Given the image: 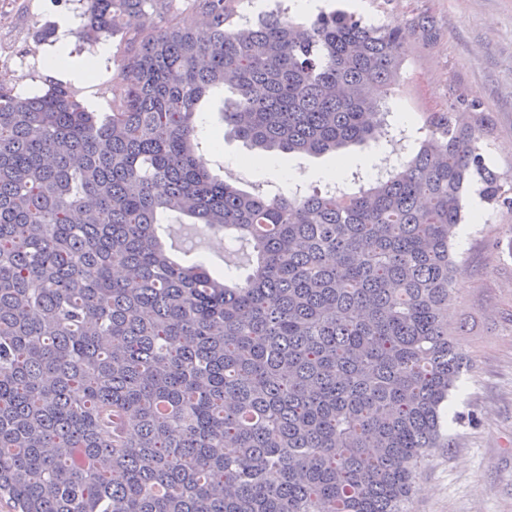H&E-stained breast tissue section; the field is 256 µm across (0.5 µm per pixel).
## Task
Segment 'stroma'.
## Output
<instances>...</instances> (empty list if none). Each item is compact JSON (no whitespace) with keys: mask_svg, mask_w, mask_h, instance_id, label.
Returning a JSON list of instances; mask_svg holds the SVG:
<instances>
[{"mask_svg":"<svg viewBox=\"0 0 512 512\" xmlns=\"http://www.w3.org/2000/svg\"><path fill=\"white\" fill-rule=\"evenodd\" d=\"M367 22L381 24L426 10L444 35L433 47L416 46L388 100L390 112L381 131L400 135V155L412 157L424 139L427 112L448 101L456 89L482 102L490 124L480 145L495 171L512 176V0H364ZM82 0H0V83L23 96L60 80L43 66L48 43L39 29L68 21L77 32ZM108 55L92 83L71 89L89 110L110 111L112 81L121 62L118 38L107 42ZM224 90H210L195 115L198 151L210 172L253 194L289 195L295 187L323 188L329 171L346 192L367 186L377 159L375 144L352 146L342 155L310 157L274 153L276 167L261 165L262 153L225 132ZM297 170L298 181L285 180ZM482 213L470 224L465 247H452L456 269L448 306L450 327L466 324L460 337L468 366L450 392L442 427V447L426 457L406 512H512V213L472 198ZM173 258L204 263L219 274L243 280L248 253L234 263L226 256L234 243L220 232H203L180 217L166 215L159 228Z\"/></svg>","mask_w":512,"mask_h":512,"instance_id":"1","label":"stroma"}]
</instances>
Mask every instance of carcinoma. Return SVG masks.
Segmentation results:
<instances>
[{
  "label": "carcinoma",
  "mask_w": 512,
  "mask_h": 512,
  "mask_svg": "<svg viewBox=\"0 0 512 512\" xmlns=\"http://www.w3.org/2000/svg\"><path fill=\"white\" fill-rule=\"evenodd\" d=\"M241 0H86L78 41L124 54L100 118L66 85H0V501L11 512H404L441 446L464 192L512 212L461 95L369 189L265 198L212 176L196 108L252 147L364 143L419 13L252 20ZM139 23L117 30L118 17ZM161 214L253 248L242 281L176 262Z\"/></svg>",
  "instance_id": "cac0c4a2"
}]
</instances>
